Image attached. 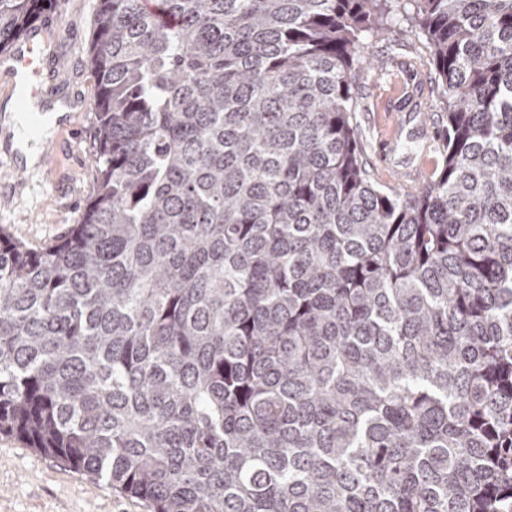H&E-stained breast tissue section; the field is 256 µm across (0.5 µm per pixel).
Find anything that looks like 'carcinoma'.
<instances>
[{"label": "carcinoma", "instance_id": "carcinoma-1", "mask_svg": "<svg viewBox=\"0 0 512 512\" xmlns=\"http://www.w3.org/2000/svg\"><path fill=\"white\" fill-rule=\"evenodd\" d=\"M56 0H0V50ZM415 4L448 134L360 145ZM96 189L0 227V434L150 512H512V0H97Z\"/></svg>", "mask_w": 512, "mask_h": 512}]
</instances>
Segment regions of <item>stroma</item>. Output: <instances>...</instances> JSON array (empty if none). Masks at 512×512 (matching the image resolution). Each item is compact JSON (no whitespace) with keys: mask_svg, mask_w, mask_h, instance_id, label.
Instances as JSON below:
<instances>
[{"mask_svg":"<svg viewBox=\"0 0 512 512\" xmlns=\"http://www.w3.org/2000/svg\"><path fill=\"white\" fill-rule=\"evenodd\" d=\"M97 0H59L54 8L61 38L60 61L51 91L81 103L63 127L41 130L40 164L32 184L10 166L9 133L0 128V226L29 248L61 239L78 223L94 182L96 93L86 59ZM364 49L372 67L358 71L355 92L362 150L375 181L410 190L433 166L444 139L434 69L423 42L404 17L385 34L368 37ZM0 512H148L147 505L29 448L15 436L0 435Z\"/></svg>","mask_w":512,"mask_h":512,"instance_id":"stroma-1","label":"stroma"}]
</instances>
